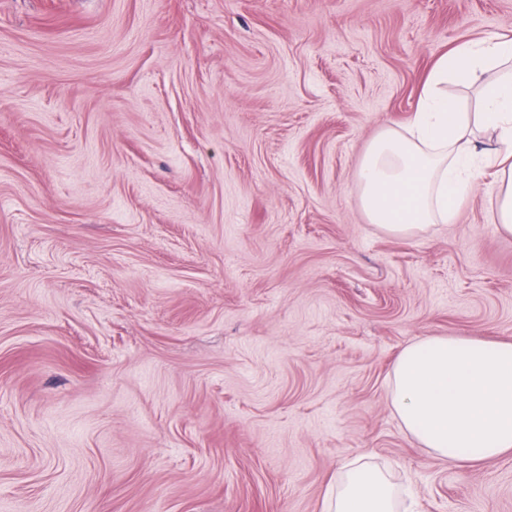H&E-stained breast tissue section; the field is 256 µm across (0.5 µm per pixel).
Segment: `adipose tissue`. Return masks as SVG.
<instances>
[{"label": "adipose tissue", "instance_id": "1", "mask_svg": "<svg viewBox=\"0 0 512 512\" xmlns=\"http://www.w3.org/2000/svg\"><path fill=\"white\" fill-rule=\"evenodd\" d=\"M512 41H465L439 59L416 111L385 128L357 169L370 223L412 236L455 220L477 172L469 124L495 143L496 221L512 235ZM481 81L484 110L470 119L448 99V82ZM391 399L403 429L441 458L464 449L481 462L512 451V342L430 336L403 349L391 373ZM327 512H400L398 493L381 470L354 461L328 488Z\"/></svg>", "mask_w": 512, "mask_h": 512}]
</instances>
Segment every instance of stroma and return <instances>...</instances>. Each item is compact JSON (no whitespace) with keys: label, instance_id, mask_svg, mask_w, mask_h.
<instances>
[{"label":"stroma","instance_id":"1","mask_svg":"<svg viewBox=\"0 0 512 512\" xmlns=\"http://www.w3.org/2000/svg\"><path fill=\"white\" fill-rule=\"evenodd\" d=\"M512 0H0V512H324L356 457L416 512H512L390 372L512 342L483 167L456 220L369 223L356 172Z\"/></svg>","mask_w":512,"mask_h":512}]
</instances>
